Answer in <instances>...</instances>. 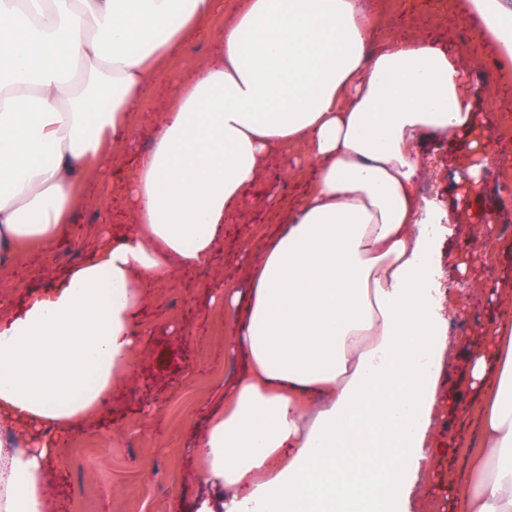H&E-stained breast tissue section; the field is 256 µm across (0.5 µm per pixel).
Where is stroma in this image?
<instances>
[{
  "label": "stroma",
  "instance_id": "1",
  "mask_svg": "<svg viewBox=\"0 0 512 512\" xmlns=\"http://www.w3.org/2000/svg\"><path fill=\"white\" fill-rule=\"evenodd\" d=\"M457 15V0H443L425 18L417 16L412 0H381L375 44L406 36L434 39L457 51L470 75H477L484 56L462 37ZM479 87L472 110L483 154L473 152L468 138L451 140L438 131L427 132L418 144L431 170L428 179L416 181L419 197L460 213L453 234L441 243L440 270L446 318L464 321L466 330L448 333L441 399L430 430L436 448L414 483L409 512H449L442 488L470 455L468 431L482 417L483 393L468 384L470 355H494L499 341L493 327L512 311V72ZM169 101L164 90L143 98L134 116L133 147L85 186L90 200L75 206L66 235L47 247L22 249L9 267L0 268V294L10 311L22 309L80 263L103 232L118 235L132 224L126 198L112 189L132 179L137 156L150 148ZM485 154L491 162L478 187L462 195L467 166ZM315 178L316 167L302 147H273L261 178L224 221L222 250L200 268H170L137 317L149 336L127 379L95 416L59 434L46 470L48 512H194L201 487L191 445L217 409L216 392L245 366L225 346L234 315L212 301L210 282L219 276L225 286L249 288L264 243L287 223L290 207ZM485 276L498 288L476 295L471 284Z\"/></svg>",
  "mask_w": 512,
  "mask_h": 512
}]
</instances>
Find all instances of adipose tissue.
<instances>
[{
  "label": "adipose tissue",
  "instance_id": "1",
  "mask_svg": "<svg viewBox=\"0 0 512 512\" xmlns=\"http://www.w3.org/2000/svg\"><path fill=\"white\" fill-rule=\"evenodd\" d=\"M0 0V267L64 231L84 182L132 141L143 96L170 107L124 193L136 223L17 313L0 299V512H47L55 431L88 419L130 373L146 290L198 267L276 145L317 167L247 291L212 284L237 318L246 372L194 448V512H386L432 456L429 430L448 346L433 266L436 216L419 198L416 138L472 137V87L427 39L372 50L376 0ZM478 35L512 60V6L461 0ZM210 36L186 79L168 60ZM497 371L473 359L487 402L452 512H512V311Z\"/></svg>",
  "mask_w": 512,
  "mask_h": 512
}]
</instances>
